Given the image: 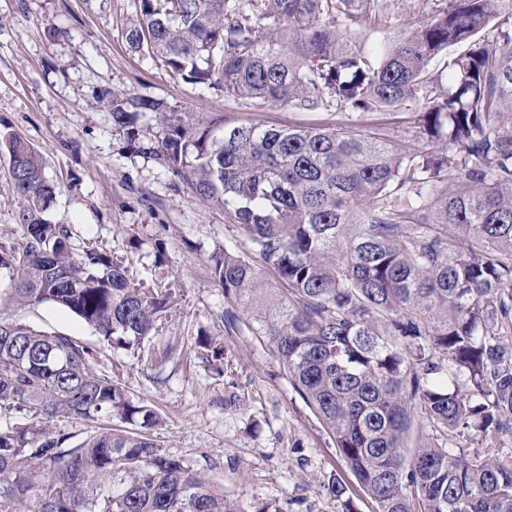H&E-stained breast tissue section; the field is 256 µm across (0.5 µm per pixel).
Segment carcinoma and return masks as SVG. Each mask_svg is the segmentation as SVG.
Returning a JSON list of instances; mask_svg holds the SVG:
<instances>
[{
  "instance_id": "1",
  "label": "carcinoma",
  "mask_w": 512,
  "mask_h": 512,
  "mask_svg": "<svg viewBox=\"0 0 512 512\" xmlns=\"http://www.w3.org/2000/svg\"><path fill=\"white\" fill-rule=\"evenodd\" d=\"M448 6L373 57L356 29L378 0H137L126 41L224 96L301 111L402 109L415 138L381 126L273 127L196 119L162 102L98 100L120 126L161 115L149 148L221 206L258 256L211 257L232 305L276 354L377 512H512V456L466 442L512 434V12ZM451 47L445 86L429 69ZM444 144L446 150L432 149ZM26 229L11 302L52 303L108 345L132 347L171 298L128 282L98 251L74 252L38 151L0 135ZM78 339L0 318V512H245L143 430L157 413L92 366ZM130 430L78 445L62 418Z\"/></svg>"
}]
</instances>
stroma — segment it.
<instances>
[{"label":"stroma","instance_id":"35a3bbf8","mask_svg":"<svg viewBox=\"0 0 512 512\" xmlns=\"http://www.w3.org/2000/svg\"><path fill=\"white\" fill-rule=\"evenodd\" d=\"M448 0H380L379 24L359 29L365 50L389 44ZM136 0H0V132L27 139L56 188L48 221L68 225L76 251L111 255L132 286L168 294L139 349L104 345L70 312L49 303L19 309L11 273L0 267V314L38 330L78 338L94 367L161 417L149 435L163 453L201 470L245 512L273 503L281 512H376L323 425L294 391L273 351L241 319L224 322L229 303L210 258L249 250L223 208L203 200L146 146L158 115L140 114L134 135L99 107L120 98L164 102L206 117L229 113L266 125H376L404 136L399 114L300 111L225 97L222 89L175 79L161 61L131 52L125 37ZM9 160L0 153V256L25 238L15 215ZM347 488L345 500L328 489Z\"/></svg>","mask_w":512,"mask_h":512}]
</instances>
